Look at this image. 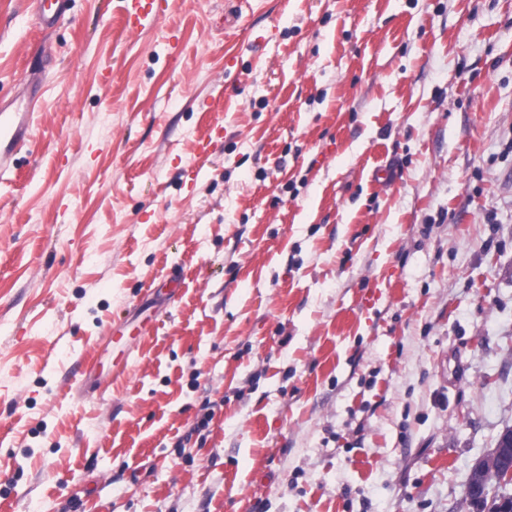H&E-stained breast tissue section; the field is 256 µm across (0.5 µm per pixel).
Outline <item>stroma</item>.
I'll list each match as a JSON object with an SVG mask.
<instances>
[{
    "label": "stroma",
    "mask_w": 512,
    "mask_h": 512,
    "mask_svg": "<svg viewBox=\"0 0 512 512\" xmlns=\"http://www.w3.org/2000/svg\"><path fill=\"white\" fill-rule=\"evenodd\" d=\"M120 9L0 0V102L45 85L0 172V505L474 512L512 426V0ZM67 1L69 0H32L39 27L53 28L65 12ZM122 24L129 31L150 28L160 13L165 11L167 0H122ZM493 475L499 482L505 484L512 479V432L505 430L499 437L496 448L486 457L479 459L473 466L470 480L466 487L464 499L470 504L479 508L480 511L486 507L487 496L481 500L471 502L475 494L487 492L488 477Z\"/></svg>",
    "instance_id": "obj_1"
}]
</instances>
